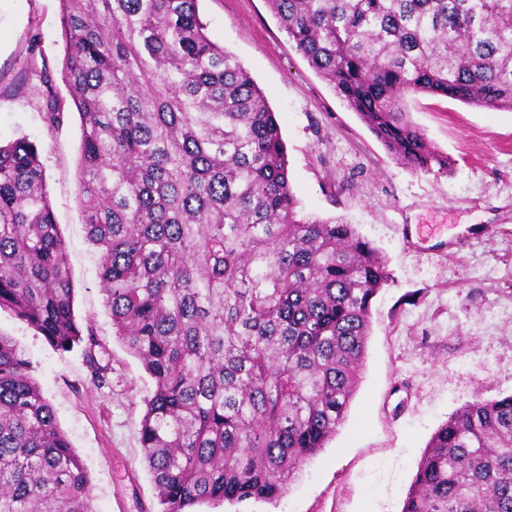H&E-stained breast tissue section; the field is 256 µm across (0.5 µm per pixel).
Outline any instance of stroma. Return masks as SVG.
Returning <instances> with one entry per match:
<instances>
[{"instance_id": "35a3bbf8", "label": "stroma", "mask_w": 512, "mask_h": 512, "mask_svg": "<svg viewBox=\"0 0 512 512\" xmlns=\"http://www.w3.org/2000/svg\"><path fill=\"white\" fill-rule=\"evenodd\" d=\"M208 33L262 89L286 145L303 215L355 225L391 282L374 298L347 417L278 501L237 512H400L434 431L463 405L512 393V111L429 96L412 121L451 173L398 164L296 51L266 0H199ZM60 0H0V142L36 146L66 241L80 325L106 348L112 385L87 378L82 348L55 351L0 309L56 420L91 478L95 512H158L139 442L152 381L117 340L99 287V254L77 200L80 122L60 75ZM49 71L66 108L49 125L31 70Z\"/></svg>"}]
</instances>
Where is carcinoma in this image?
I'll use <instances>...</instances> for the list:
<instances>
[{
  "label": "carcinoma",
  "mask_w": 512,
  "mask_h": 512,
  "mask_svg": "<svg viewBox=\"0 0 512 512\" xmlns=\"http://www.w3.org/2000/svg\"><path fill=\"white\" fill-rule=\"evenodd\" d=\"M80 116L77 195L104 306L153 382L140 420L159 512L273 502L346 419L390 279L354 225L300 215L275 113L198 0H60ZM296 50L394 159L451 171L410 95L512 110V0H267ZM47 120L63 105L53 78ZM39 154L0 144V309L110 362L73 307ZM0 512H94L87 468L0 334ZM401 512H512V394L431 436Z\"/></svg>",
  "instance_id": "obj_1"
}]
</instances>
